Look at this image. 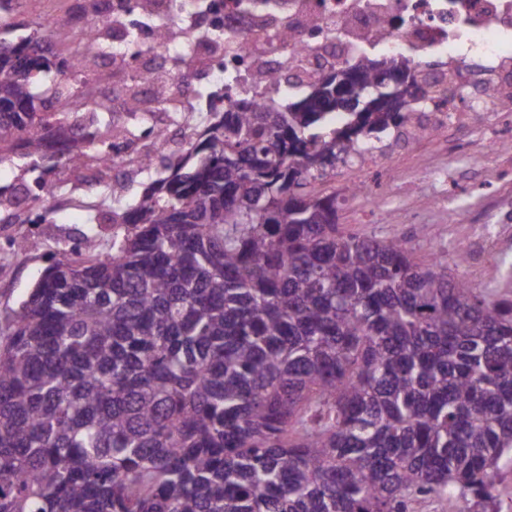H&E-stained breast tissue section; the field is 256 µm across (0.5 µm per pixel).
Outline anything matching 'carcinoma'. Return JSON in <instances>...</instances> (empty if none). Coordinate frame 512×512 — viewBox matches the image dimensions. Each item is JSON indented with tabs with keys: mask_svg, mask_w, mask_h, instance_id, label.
<instances>
[{
	"mask_svg": "<svg viewBox=\"0 0 512 512\" xmlns=\"http://www.w3.org/2000/svg\"><path fill=\"white\" fill-rule=\"evenodd\" d=\"M52 47L0 41V158L79 168L110 154L112 110L66 103L86 59L77 18ZM377 62L346 94L375 98ZM394 112L318 97L212 112L169 174L112 223L133 231L56 259L0 322V512H411L456 495L499 512L512 456V301L491 300L396 239L336 224L314 185L338 159L464 95ZM415 126V125H413ZM422 134L426 127L419 124ZM500 467L498 495L502 502L501 512H512V460H502Z\"/></svg>",
	"mask_w": 512,
	"mask_h": 512,
	"instance_id": "obj_1",
	"label": "carcinoma"
}]
</instances>
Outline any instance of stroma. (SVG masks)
Here are the masks:
<instances>
[{
  "instance_id": "1",
  "label": "stroma",
  "mask_w": 512,
  "mask_h": 512,
  "mask_svg": "<svg viewBox=\"0 0 512 512\" xmlns=\"http://www.w3.org/2000/svg\"><path fill=\"white\" fill-rule=\"evenodd\" d=\"M186 70L185 87L194 108V131H202L211 108H223L224 89L208 84L210 56L200 53ZM206 96H198V89ZM137 152H152L151 173L129 168L125 179L112 171L92 172L45 160L31 169L22 152L0 169V197L16 189L53 193L50 213L33 208L19 223H0V318L17 310L53 256L69 254L96 228L101 252L112 250L113 235L124 225L112 215L124 212L143 193L152 177L164 175L178 155L180 143L160 148L148 133L144 116L129 122ZM388 165L351 160L337 165L325 187L335 194L337 222L345 231L366 237L400 240L421 259L450 260V274L483 289L493 298L512 301V99L497 100L493 111L479 113L466 124H434L430 135L386 149ZM373 184L375 200L351 194L352 184ZM27 237L34 248L19 252L10 243ZM461 266H454L457 254Z\"/></svg>"
}]
</instances>
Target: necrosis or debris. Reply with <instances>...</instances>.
<instances>
[{
    "instance_id": "obj_1",
    "label": "necrosis or debris",
    "mask_w": 512,
    "mask_h": 512,
    "mask_svg": "<svg viewBox=\"0 0 512 512\" xmlns=\"http://www.w3.org/2000/svg\"><path fill=\"white\" fill-rule=\"evenodd\" d=\"M390 15L402 18L401 28L385 25ZM283 16L296 32L289 44L275 33ZM145 25L178 32L171 56L220 42L211 77L226 80L228 111L243 100L267 105L276 89L271 69L310 73L374 51L427 56L477 76L512 63V0H178L174 9L162 0Z\"/></svg>"
}]
</instances>
